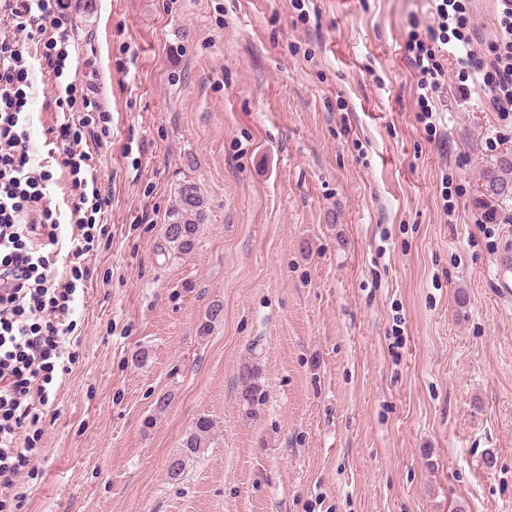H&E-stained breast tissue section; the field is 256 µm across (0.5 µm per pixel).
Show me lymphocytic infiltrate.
I'll return each instance as SVG.
<instances>
[{
	"label": "lymphocytic infiltrate",
	"instance_id": "obj_1",
	"mask_svg": "<svg viewBox=\"0 0 512 512\" xmlns=\"http://www.w3.org/2000/svg\"><path fill=\"white\" fill-rule=\"evenodd\" d=\"M467 2L438 0L433 25L411 32L406 43L407 60L419 77L417 119L424 125L432 123L446 55L483 89L493 111L512 112V0H499L497 35L485 43ZM69 7V0H0V512H20L15 481L40 456L43 409L55 370L65 366V343L76 328L70 315L77 283L88 275L84 261L94 249L95 216L107 204L100 188L88 186L84 173L93 154L81 143L111 117L95 100L93 86L71 81L65 102L76 117L57 124L53 134L79 195L72 211L71 276L57 279L49 248L57 244L61 226L44 193L50 174L35 167L29 154L30 66L15 35L42 40L48 68L63 77L71 67Z\"/></svg>",
	"mask_w": 512,
	"mask_h": 512
}]
</instances>
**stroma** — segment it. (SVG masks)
<instances>
[{
	"mask_svg": "<svg viewBox=\"0 0 512 512\" xmlns=\"http://www.w3.org/2000/svg\"><path fill=\"white\" fill-rule=\"evenodd\" d=\"M434 0H72L70 51L112 121L111 204L73 304L22 512H505L512 296L481 171L512 115L460 97L417 121L405 58ZM30 56L29 148L59 224L63 86ZM206 203L192 253L165 229ZM221 305L208 334L199 327ZM257 364L265 398H241ZM169 405L157 411L159 397ZM215 432L179 478L197 418ZM204 198L200 188L192 182L183 183L177 191L175 205L165 235L180 254L193 251L200 224L206 220Z\"/></svg>",
	"mask_w": 512,
	"mask_h": 512,
	"instance_id": "1",
	"label": "stroma"
}]
</instances>
